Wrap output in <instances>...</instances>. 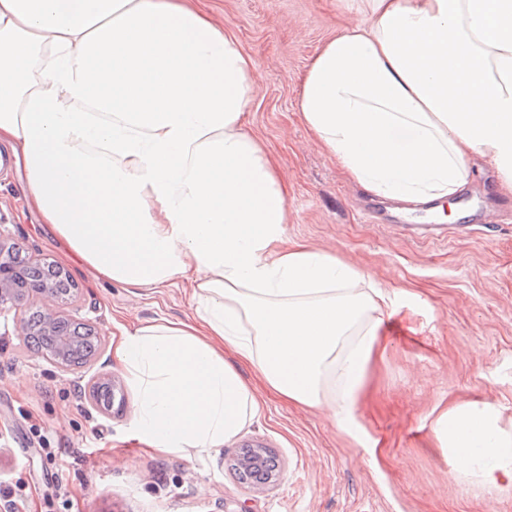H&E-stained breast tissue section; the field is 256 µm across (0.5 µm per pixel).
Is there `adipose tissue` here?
<instances>
[{
	"mask_svg": "<svg viewBox=\"0 0 512 512\" xmlns=\"http://www.w3.org/2000/svg\"><path fill=\"white\" fill-rule=\"evenodd\" d=\"M366 4L303 74L310 135L384 199H452L482 164L512 193V0ZM259 77L194 0H0V140L41 223L97 276L192 286L193 322L115 346L151 448L218 456L264 391L362 432L392 298L333 253L286 243L287 189L246 130ZM434 435L467 483L512 489V427L493 405H449Z\"/></svg>",
	"mask_w": 512,
	"mask_h": 512,
	"instance_id": "adipose-tissue-1",
	"label": "adipose tissue"
}]
</instances>
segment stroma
I'll list each match as a JSON object with an SVG mask.
<instances>
[{"mask_svg":"<svg viewBox=\"0 0 512 512\" xmlns=\"http://www.w3.org/2000/svg\"><path fill=\"white\" fill-rule=\"evenodd\" d=\"M263 74L247 130L272 152L288 186V239L333 251L377 287L399 291L357 417L343 433L323 411L264 395L259 421L219 456L140 444L137 394L115 359L122 329L192 321V287L143 288L99 277L61 246L28 206L17 167L0 170V229L21 255L67 271L80 318L104 340L123 407L103 414L88 396L96 367L66 374L0 315V512H512V491L466 489L433 429L448 404L482 399L512 420V194L484 170L459 195L462 219L401 213L373 197L318 148L299 120L300 81L361 0H204ZM270 449L279 479L257 490L232 469L240 448Z\"/></svg>","mask_w":512,"mask_h":512,"instance_id":"35a3bbf8","label":"stroma"}]
</instances>
